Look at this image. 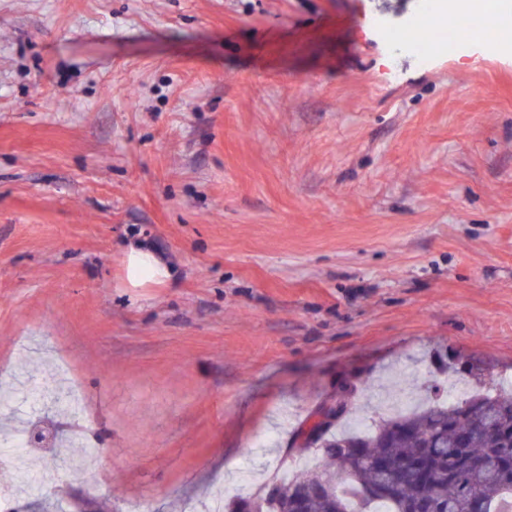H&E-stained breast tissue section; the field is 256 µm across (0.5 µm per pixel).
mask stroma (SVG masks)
Returning <instances> with one entry per match:
<instances>
[{
    "instance_id": "stroma-1",
    "label": "stroma",
    "mask_w": 512,
    "mask_h": 512,
    "mask_svg": "<svg viewBox=\"0 0 512 512\" xmlns=\"http://www.w3.org/2000/svg\"><path fill=\"white\" fill-rule=\"evenodd\" d=\"M421 0H0V366L16 512H231L353 383L512 373V44L394 46ZM166 283L131 288L125 252ZM60 368L82 416L21 396ZM80 421L90 443L66 445ZM106 449L88 493L54 481Z\"/></svg>"
}]
</instances>
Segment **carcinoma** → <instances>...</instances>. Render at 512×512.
<instances>
[{"label": "carcinoma", "mask_w": 512, "mask_h": 512, "mask_svg": "<svg viewBox=\"0 0 512 512\" xmlns=\"http://www.w3.org/2000/svg\"><path fill=\"white\" fill-rule=\"evenodd\" d=\"M322 441L323 457L247 506L275 512L302 488L303 512H485L512 508V395L432 401L367 431L322 429L316 417L298 437Z\"/></svg>", "instance_id": "carcinoma-1"}]
</instances>
